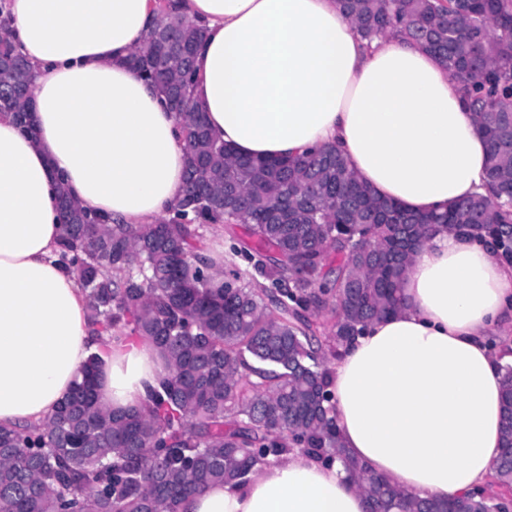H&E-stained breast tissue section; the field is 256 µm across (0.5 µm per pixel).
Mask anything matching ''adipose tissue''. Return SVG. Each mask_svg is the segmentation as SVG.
<instances>
[{"label":"adipose tissue","instance_id":"1","mask_svg":"<svg viewBox=\"0 0 512 512\" xmlns=\"http://www.w3.org/2000/svg\"><path fill=\"white\" fill-rule=\"evenodd\" d=\"M207 37L193 97L242 156L325 145L379 197L415 213L488 191L486 142L460 83L405 33L363 40L337 0H170ZM159 0H8L6 30L32 73L38 135L0 115V426H36L99 353V397L137 406L167 371L137 338L99 341L58 262V184L114 224L175 208L185 170L179 116L125 59ZM403 304L352 339L332 369L347 454L437 502L485 485L501 447L512 343V262L490 238L436 228L401 281ZM180 512H368L342 462L302 451L241 485L216 483Z\"/></svg>","mask_w":512,"mask_h":512}]
</instances>
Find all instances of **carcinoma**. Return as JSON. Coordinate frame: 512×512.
Wrapping results in <instances>:
<instances>
[{"label":"carcinoma","instance_id":"1","mask_svg":"<svg viewBox=\"0 0 512 512\" xmlns=\"http://www.w3.org/2000/svg\"><path fill=\"white\" fill-rule=\"evenodd\" d=\"M362 38L404 31L461 83L488 154L491 193L443 212L411 213L376 197L334 146L295 158H250L216 139L194 102L205 29L164 12L130 64L178 113L186 153L174 215L108 224L59 189V262L86 295L96 336L150 342L169 373L142 409L116 413L96 394L93 353L43 424L0 428V512H179L217 482L244 484L259 463L299 447L344 462L372 512H448L350 460L331 416L328 362L399 308L409 255L431 231L492 237L512 260V0H338ZM0 112L30 135L32 76L0 46ZM242 224L259 243L260 277L197 252L202 230ZM329 311L330 335L316 336ZM502 445L492 484L512 487V366L505 367ZM469 494L464 512H493Z\"/></svg>","mask_w":512,"mask_h":512}]
</instances>
